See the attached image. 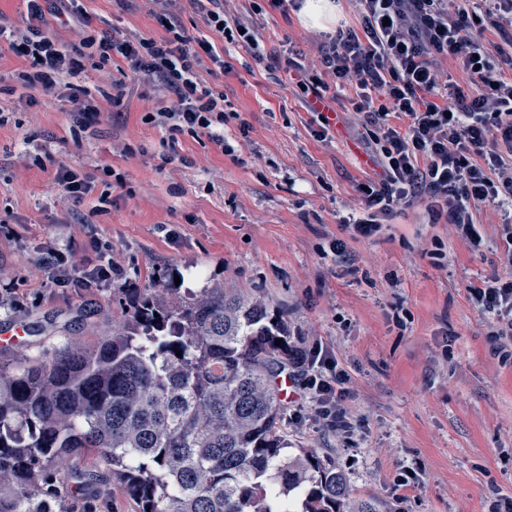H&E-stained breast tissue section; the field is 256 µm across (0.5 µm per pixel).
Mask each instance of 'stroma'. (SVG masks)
Wrapping results in <instances>:
<instances>
[{
	"mask_svg": "<svg viewBox=\"0 0 512 512\" xmlns=\"http://www.w3.org/2000/svg\"><path fill=\"white\" fill-rule=\"evenodd\" d=\"M80 5L93 29L162 33L155 0ZM250 20L267 60L228 45V71L206 78L241 115L224 129L228 154L205 134L170 143L144 120L156 88L134 76L121 112L74 139L67 102L22 89L25 61L0 53V216L18 233L0 242V289L16 291L0 302V326L26 325L0 346V368L19 352L53 356L73 337L95 342L123 323L134 290L168 287L172 274L181 276L173 301L220 283L283 312L299 342L329 346L349 374L350 438L308 420L287 429L345 471L354 495L381 512H491L512 499V359L492 354L491 318L468 287L505 269L500 214L481 206L486 243L476 253L422 201L398 206L375 236L352 238L344 222L360 210L358 184L374 175L354 91L338 90V123L318 138L317 115L283 66L292 48L317 62L315 28L293 10ZM43 152L49 160L34 164ZM61 163L121 175L107 212H97V194L78 206L67 198L55 180ZM94 238L111 241L121 274L80 294L56 287L41 257ZM337 239L346 258L332 252ZM405 467L414 478L402 488Z\"/></svg>",
	"mask_w": 512,
	"mask_h": 512,
	"instance_id": "stroma-1",
	"label": "stroma"
}]
</instances>
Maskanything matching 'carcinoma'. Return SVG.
I'll return each instance as SVG.
<instances>
[{
	"label": "carcinoma",
	"mask_w": 512,
	"mask_h": 512,
	"mask_svg": "<svg viewBox=\"0 0 512 512\" xmlns=\"http://www.w3.org/2000/svg\"><path fill=\"white\" fill-rule=\"evenodd\" d=\"M168 292L92 345L0 369V512H65L48 481L87 495L107 476L135 512H377L288 440V320L218 284Z\"/></svg>",
	"instance_id": "1"
}]
</instances>
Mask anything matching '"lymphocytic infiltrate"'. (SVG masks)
<instances>
[{"label":"lymphocytic infiltrate","mask_w":512,"mask_h":512,"mask_svg":"<svg viewBox=\"0 0 512 512\" xmlns=\"http://www.w3.org/2000/svg\"><path fill=\"white\" fill-rule=\"evenodd\" d=\"M28 26L8 36V52L27 63L19 78L26 88L46 95L63 93L75 128L88 129L105 106H119L128 84L112 80L101 97L72 82L83 69L86 50L101 63L125 61L131 74L157 83L162 105L147 113L148 123L170 136L205 133L226 146L222 132L240 114L223 92L204 86L211 68H225L214 43L189 35L170 12L174 0L156 19L164 33L130 40L116 31L91 29V19L75 0H26ZM204 23L226 43L243 45L264 59L262 40L242 18H225L221 0H188ZM359 27L322 34L318 44L322 73L289 60L296 87L314 96L322 110L318 137L330 131L328 91L351 86L355 112L364 116L361 142L379 167L378 178L360 184L362 211L348 222L356 237L378 233L393 207L429 200L433 217L445 218L471 250L483 245V227L474 214L490 202L502 213L498 236L512 262V0H355ZM86 30L79 45L68 48L50 35L53 26ZM496 32L489 40L487 32ZM453 60L465 82L444 75L442 60ZM57 287L82 290L111 283L116 272L110 245L75 257L56 249L45 258ZM469 291L493 322L490 339L496 351L512 347V277L493 276ZM291 378L301 381L304 397L323 427L351 434L343 407L349 376L322 344L304 348Z\"/></svg>","instance_id":"lymphocytic-infiltrate-1"}]
</instances>
